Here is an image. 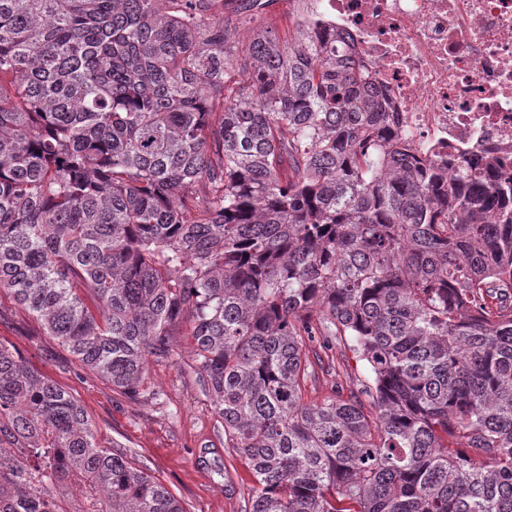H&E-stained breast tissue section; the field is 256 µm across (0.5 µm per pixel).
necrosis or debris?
Returning <instances> with one entry per match:
<instances>
[{
	"mask_svg": "<svg viewBox=\"0 0 512 512\" xmlns=\"http://www.w3.org/2000/svg\"><path fill=\"white\" fill-rule=\"evenodd\" d=\"M421 154L512 170V0H312Z\"/></svg>",
	"mask_w": 512,
	"mask_h": 512,
	"instance_id": "4bbe7bcc",
	"label": "necrosis or debris"
}]
</instances>
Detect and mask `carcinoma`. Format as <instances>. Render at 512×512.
<instances>
[{
    "label": "carcinoma",
    "instance_id": "carcinoma-1",
    "mask_svg": "<svg viewBox=\"0 0 512 512\" xmlns=\"http://www.w3.org/2000/svg\"><path fill=\"white\" fill-rule=\"evenodd\" d=\"M271 3L0 0V289L128 394L190 325L246 512H512V176ZM0 512L183 510L0 342ZM289 0H276L269 8V14L276 19L283 34H287L288 25L292 29V21H297V4L288 2ZM289 3V9H288ZM290 18V24L288 23ZM326 356L329 358V362L335 365L340 372V376L337 378L336 382H338L343 387L342 395L347 397L349 395V379L350 377L354 378L361 373L363 368L360 363H357L351 352L346 350L342 345H337L332 348V350L327 351Z\"/></svg>",
    "mask_w": 512,
    "mask_h": 512
}]
</instances>
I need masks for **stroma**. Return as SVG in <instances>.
Masks as SVG:
<instances>
[{"label":"stroma","mask_w":512,"mask_h":512,"mask_svg":"<svg viewBox=\"0 0 512 512\" xmlns=\"http://www.w3.org/2000/svg\"><path fill=\"white\" fill-rule=\"evenodd\" d=\"M0 341L15 346L33 370L70 392L94 424L98 445L157 479L184 512H244L253 477L224 442V427L199 382L191 336L176 337L174 359L149 363L135 396L81 367L5 289L0 290ZM327 356L340 376L334 383H307L305 402L322 401L333 384L348 385L362 371L343 346Z\"/></svg>","instance_id":"1"}]
</instances>
